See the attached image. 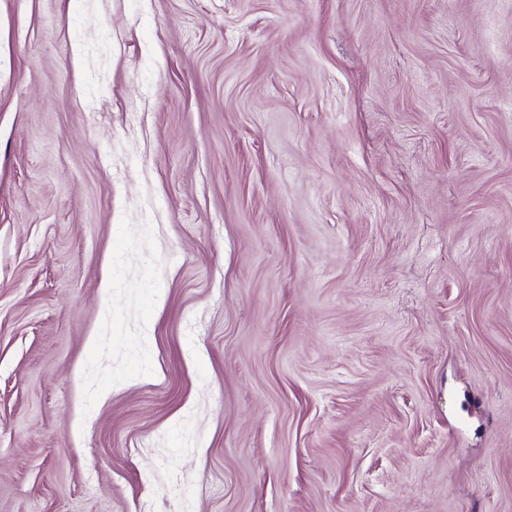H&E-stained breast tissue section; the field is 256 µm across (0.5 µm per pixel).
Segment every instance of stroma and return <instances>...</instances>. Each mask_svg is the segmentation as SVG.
Returning a JSON list of instances; mask_svg holds the SVG:
<instances>
[{
    "instance_id": "35a3bbf8",
    "label": "stroma",
    "mask_w": 512,
    "mask_h": 512,
    "mask_svg": "<svg viewBox=\"0 0 512 512\" xmlns=\"http://www.w3.org/2000/svg\"><path fill=\"white\" fill-rule=\"evenodd\" d=\"M512 512V0H0V512Z\"/></svg>"
}]
</instances>
